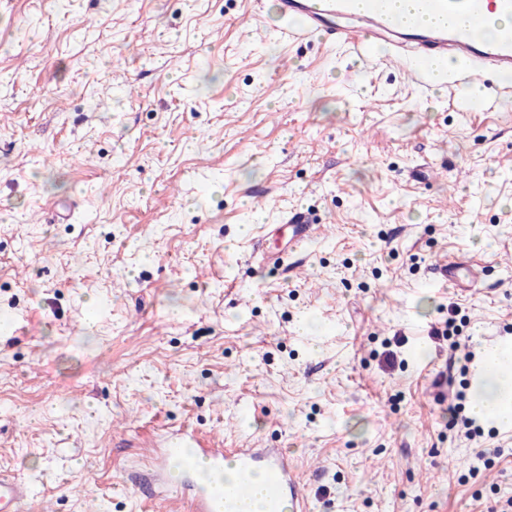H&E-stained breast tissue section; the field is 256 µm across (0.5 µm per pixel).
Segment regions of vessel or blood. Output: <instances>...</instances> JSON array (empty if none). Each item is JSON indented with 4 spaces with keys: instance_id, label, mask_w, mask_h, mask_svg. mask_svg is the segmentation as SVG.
<instances>
[{
    "instance_id": "1",
    "label": "vessel or blood",
    "mask_w": 512,
    "mask_h": 512,
    "mask_svg": "<svg viewBox=\"0 0 512 512\" xmlns=\"http://www.w3.org/2000/svg\"><path fill=\"white\" fill-rule=\"evenodd\" d=\"M277 8L285 39L338 42L359 56L381 51L389 60L409 57L422 82L436 66L451 60L462 65L453 82L457 88L490 76L501 81L512 77V28L490 40L482 36L494 15L512 13V0H277ZM283 228L288 231L287 249L264 248L258 255L261 264H284L288 250L306 248L316 235L308 213L290 209L282 224L263 225L261 242ZM446 273L449 286L466 293L476 288L483 268L471 261H452ZM179 455L184 458L179 496L192 512H239V502L252 497L250 478L257 474L263 477L266 512H279L284 500L291 512H310L302 480L284 449L206 447L180 434L153 457L160 485H168V461ZM228 465L245 478L231 495L220 482ZM30 494L26 482L0 472V512H20Z\"/></svg>"
}]
</instances>
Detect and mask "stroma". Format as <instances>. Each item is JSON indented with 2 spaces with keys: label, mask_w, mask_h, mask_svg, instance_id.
<instances>
[{
  "label": "stroma",
  "mask_w": 512,
  "mask_h": 512,
  "mask_svg": "<svg viewBox=\"0 0 512 512\" xmlns=\"http://www.w3.org/2000/svg\"><path fill=\"white\" fill-rule=\"evenodd\" d=\"M249 2L0 0V470L22 512H168L188 431L287 449L311 512H496L512 447L449 431L477 387L433 330L512 341V107ZM293 207L302 280L252 254ZM283 224H265L262 226L260 240L266 244L278 232L288 229V251L306 248L316 235V224H312L309 214L300 209H290L283 213ZM446 267L448 286L464 293L476 288L483 273V266L473 261H448ZM31 494L30 486L11 474L0 472V511L19 512Z\"/></svg>",
  "instance_id": "obj_1"
}]
</instances>
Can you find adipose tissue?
I'll use <instances>...</instances> for the list:
<instances>
[{
    "mask_svg": "<svg viewBox=\"0 0 512 512\" xmlns=\"http://www.w3.org/2000/svg\"><path fill=\"white\" fill-rule=\"evenodd\" d=\"M507 357L512 359V346L495 347L487 352L481 392L471 406L475 417L493 418L502 427L512 425V373L500 370Z\"/></svg>",
    "mask_w": 512,
    "mask_h": 512,
    "instance_id": "ef3b65f1",
    "label": "adipose tissue"
}]
</instances>
